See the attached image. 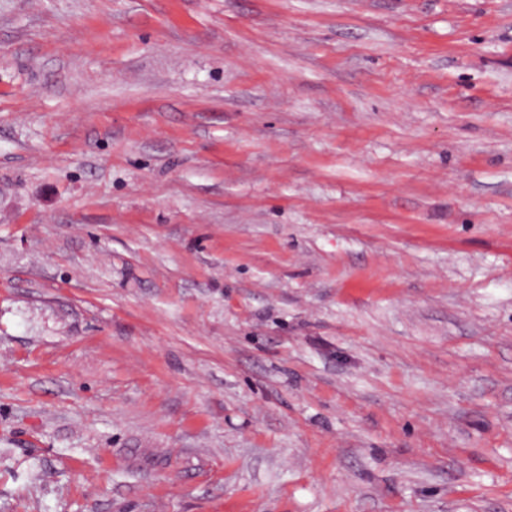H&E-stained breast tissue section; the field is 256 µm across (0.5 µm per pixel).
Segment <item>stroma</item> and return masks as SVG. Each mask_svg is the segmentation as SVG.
<instances>
[{
    "label": "stroma",
    "mask_w": 512,
    "mask_h": 512,
    "mask_svg": "<svg viewBox=\"0 0 512 512\" xmlns=\"http://www.w3.org/2000/svg\"><path fill=\"white\" fill-rule=\"evenodd\" d=\"M0 512H512V0H0Z\"/></svg>",
    "instance_id": "1"
}]
</instances>
